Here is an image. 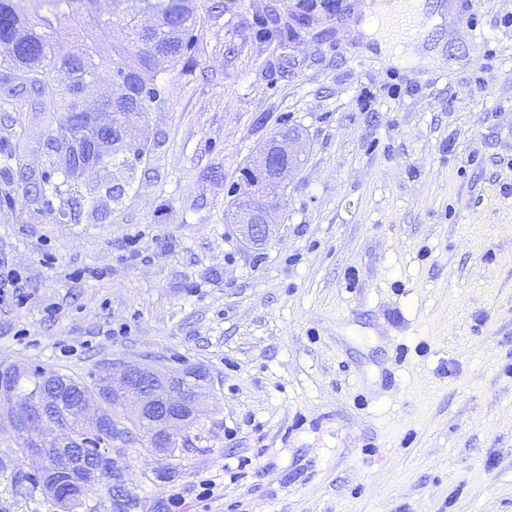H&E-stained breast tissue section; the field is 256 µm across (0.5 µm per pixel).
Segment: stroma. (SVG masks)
I'll list each match as a JSON object with an SVG mask.
<instances>
[{"mask_svg":"<svg viewBox=\"0 0 512 512\" xmlns=\"http://www.w3.org/2000/svg\"><path fill=\"white\" fill-rule=\"evenodd\" d=\"M198 3L121 203L0 204L24 297L0 300V363L211 379L172 452L113 441L132 500L101 484L80 512H512V0H421L395 57L359 0ZM271 7L314 22L258 36ZM285 125L304 160L253 247L233 190ZM44 137L0 117L39 170ZM40 469L0 428V512H60Z\"/></svg>","mask_w":512,"mask_h":512,"instance_id":"35a3bbf8","label":"stroma"}]
</instances>
